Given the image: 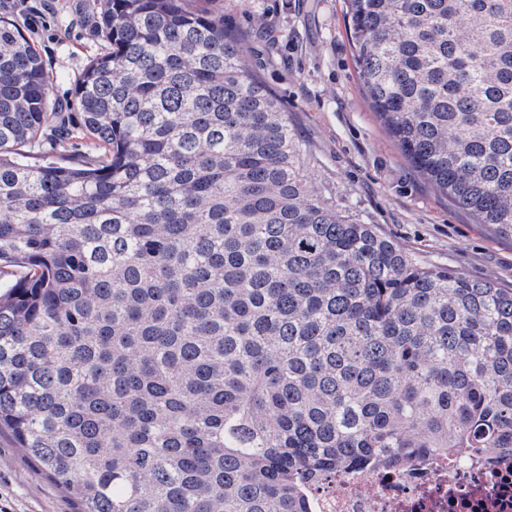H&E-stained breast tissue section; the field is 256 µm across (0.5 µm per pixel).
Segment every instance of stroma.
Segmentation results:
<instances>
[{"mask_svg": "<svg viewBox=\"0 0 512 512\" xmlns=\"http://www.w3.org/2000/svg\"><path fill=\"white\" fill-rule=\"evenodd\" d=\"M101 0H22L6 12L53 75L59 111L89 60L106 49ZM257 75L279 98L306 172L355 219L378 225L426 266L512 288V236L455 206L403 158L358 80L345 0H211ZM0 507L73 512L71 501L0 434Z\"/></svg>", "mask_w": 512, "mask_h": 512, "instance_id": "1", "label": "stroma"}]
</instances>
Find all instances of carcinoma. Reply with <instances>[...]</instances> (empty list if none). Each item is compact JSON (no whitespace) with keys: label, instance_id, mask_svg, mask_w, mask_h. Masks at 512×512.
Listing matches in <instances>:
<instances>
[{"label":"carcinoma","instance_id":"obj_1","mask_svg":"<svg viewBox=\"0 0 512 512\" xmlns=\"http://www.w3.org/2000/svg\"><path fill=\"white\" fill-rule=\"evenodd\" d=\"M200 0H103L73 112L0 19V432L76 512H308V489L512 451V288L426 267L308 177ZM404 159L512 234V0H347ZM87 139L73 166L32 165Z\"/></svg>","mask_w":512,"mask_h":512}]
</instances>
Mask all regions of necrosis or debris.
<instances>
[{"label":"necrosis or debris","mask_w":512,"mask_h":512,"mask_svg":"<svg viewBox=\"0 0 512 512\" xmlns=\"http://www.w3.org/2000/svg\"><path fill=\"white\" fill-rule=\"evenodd\" d=\"M310 512H512V452L357 469L309 490Z\"/></svg>","instance_id":"necrosis-or-debris-1"}]
</instances>
